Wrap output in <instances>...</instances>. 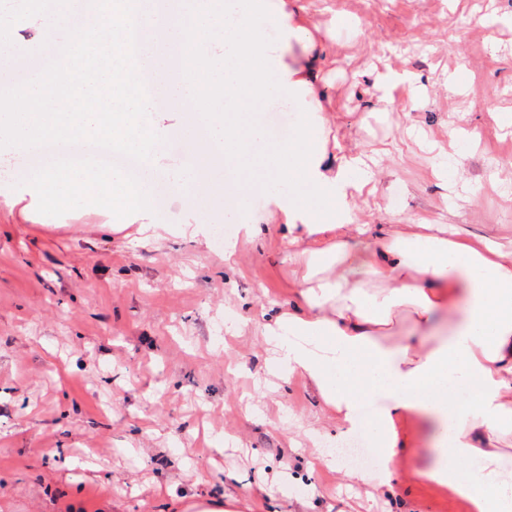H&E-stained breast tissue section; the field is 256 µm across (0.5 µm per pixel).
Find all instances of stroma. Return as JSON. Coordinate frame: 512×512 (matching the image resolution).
I'll return each mask as SVG.
<instances>
[{
    "label": "stroma",
    "mask_w": 512,
    "mask_h": 512,
    "mask_svg": "<svg viewBox=\"0 0 512 512\" xmlns=\"http://www.w3.org/2000/svg\"><path fill=\"white\" fill-rule=\"evenodd\" d=\"M324 136L373 177L361 223L454 224L512 244V0H300ZM0 88L17 85L65 32L15 24ZM410 71L411 87L386 88ZM273 140L297 126L270 96L241 117ZM469 135L448 145L450 124ZM23 155L0 200V512H185L234 498L238 512H473L421 478L423 443L402 454L392 490L378 465L318 459L348 438L304 379L266 381L263 326L291 297L276 225L224 245L113 232L94 201L46 206L26 188Z\"/></svg>",
    "instance_id": "1"
}]
</instances>
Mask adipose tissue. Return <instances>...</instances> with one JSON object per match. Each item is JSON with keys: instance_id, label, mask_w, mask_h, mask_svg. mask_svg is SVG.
<instances>
[{"instance_id": "1", "label": "adipose tissue", "mask_w": 512, "mask_h": 512, "mask_svg": "<svg viewBox=\"0 0 512 512\" xmlns=\"http://www.w3.org/2000/svg\"><path fill=\"white\" fill-rule=\"evenodd\" d=\"M282 34L273 45L267 23ZM311 32L269 0H184L160 17V64L194 52L173 95L183 112L173 132L192 145L174 182L183 232L209 238L219 216L207 203L223 194L213 170L251 168L255 131L225 121L273 93L309 94L310 65L288 64L290 40ZM300 133L268 153L277 224L294 294L267 329L269 370L306 379L337 424L369 434L380 453L378 492L392 489L400 449L423 437L433 483L474 512H512V250L461 237L451 224L357 223L367 180L360 155L330 158L316 134L317 113L301 109ZM28 186L80 201L111 202L144 238L172 234L145 189L118 170L45 167ZM376 411L364 418L361 408Z\"/></svg>"}]
</instances>
